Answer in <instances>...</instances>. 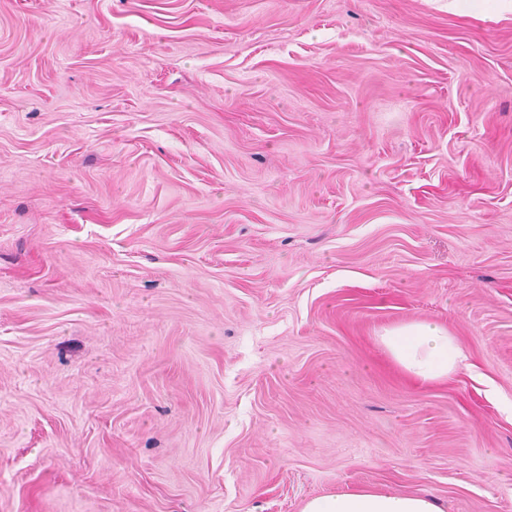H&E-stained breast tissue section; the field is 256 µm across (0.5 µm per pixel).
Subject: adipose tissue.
Wrapping results in <instances>:
<instances>
[{"instance_id":"ef3b65f1","label":"adipose tissue","mask_w":512,"mask_h":512,"mask_svg":"<svg viewBox=\"0 0 512 512\" xmlns=\"http://www.w3.org/2000/svg\"><path fill=\"white\" fill-rule=\"evenodd\" d=\"M378 344L410 379L430 384L457 372L465 356L447 329L432 321L399 323L384 328ZM300 512H444L430 496L361 488L308 498Z\"/></svg>"}]
</instances>
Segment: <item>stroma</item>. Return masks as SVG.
Returning <instances> with one entry per match:
<instances>
[{
    "mask_svg": "<svg viewBox=\"0 0 512 512\" xmlns=\"http://www.w3.org/2000/svg\"><path fill=\"white\" fill-rule=\"evenodd\" d=\"M359 488L512 512V15L0 0V512ZM376 337L390 360L420 384L448 380L465 359L455 338L432 321L399 323L384 328Z\"/></svg>",
    "mask_w": 512,
    "mask_h": 512,
    "instance_id": "1",
    "label": "stroma"
}]
</instances>
